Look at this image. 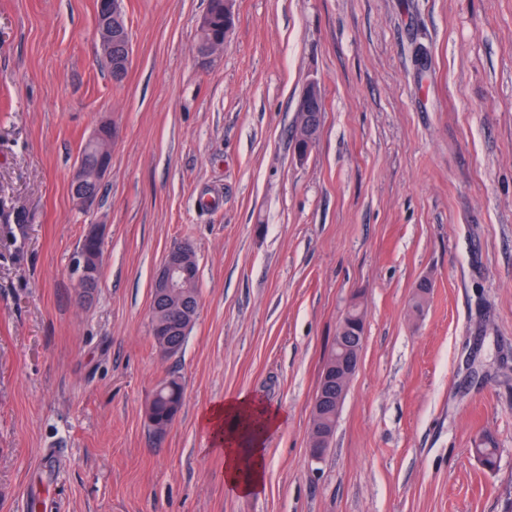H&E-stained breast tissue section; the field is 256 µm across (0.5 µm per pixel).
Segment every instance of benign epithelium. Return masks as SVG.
<instances>
[{
	"mask_svg": "<svg viewBox=\"0 0 512 512\" xmlns=\"http://www.w3.org/2000/svg\"><path fill=\"white\" fill-rule=\"evenodd\" d=\"M122 16V0H112L104 8L97 28L100 46V65L112 75V81L122 82L130 68L132 52L128 42V29L119 24ZM224 47V38H210L196 45L198 56L208 58ZM321 94V88L316 83L309 84L301 97L298 112L300 123L297 140L305 149H310L316 140L315 129L317 122L311 113L317 111L316 102ZM107 123H100V128L89 137L87 144L102 162L93 167L81 163L75 167L71 185L73 199L83 210L91 211L97 201L95 187L101 185L111 156L112 136H104L101 128ZM71 267L76 275L77 286L83 296H90L95 283L89 276L85 256L79 252L73 254ZM195 272V259L191 247L179 244L170 248L155 275L153 286L161 291L168 302L170 310L180 309L181 288L185 281ZM364 336H343V329L336 330V357L329 360L322 372L318 393H316L309 427V454L314 460L321 458L320 448L326 446L331 436L335 420L339 418L347 391L358 370Z\"/></svg>",
	"mask_w": 512,
	"mask_h": 512,
	"instance_id": "obj_1",
	"label": "benign epithelium"
}]
</instances>
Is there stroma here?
Wrapping results in <instances>:
<instances>
[{
    "instance_id": "1",
    "label": "stroma",
    "mask_w": 512,
    "mask_h": 512,
    "mask_svg": "<svg viewBox=\"0 0 512 512\" xmlns=\"http://www.w3.org/2000/svg\"><path fill=\"white\" fill-rule=\"evenodd\" d=\"M207 0H123L132 63L98 61L97 0H0V512H507L512 507V0H236L220 55ZM425 58H418L417 47ZM326 110L305 158L299 99ZM114 137L93 211L70 180ZM103 227L97 288L71 257ZM194 251L183 350L150 335L153 277ZM432 288L420 315L409 300ZM365 340L330 447L313 399L353 297ZM183 407L146 408L169 376ZM245 393L284 420L240 496L203 417ZM500 448L496 469L476 436ZM183 386L176 377L161 381L154 390L147 408V419L155 434H161L180 412L183 404Z\"/></svg>"
}]
</instances>
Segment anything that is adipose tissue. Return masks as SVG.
<instances>
[{
    "label": "adipose tissue",
    "mask_w": 512,
    "mask_h": 512,
    "mask_svg": "<svg viewBox=\"0 0 512 512\" xmlns=\"http://www.w3.org/2000/svg\"><path fill=\"white\" fill-rule=\"evenodd\" d=\"M213 443L224 454L228 489L239 495H256L264 488L263 443L282 418L252 398L240 394L226 398L204 417Z\"/></svg>",
    "instance_id": "adipose-tissue-1"
}]
</instances>
